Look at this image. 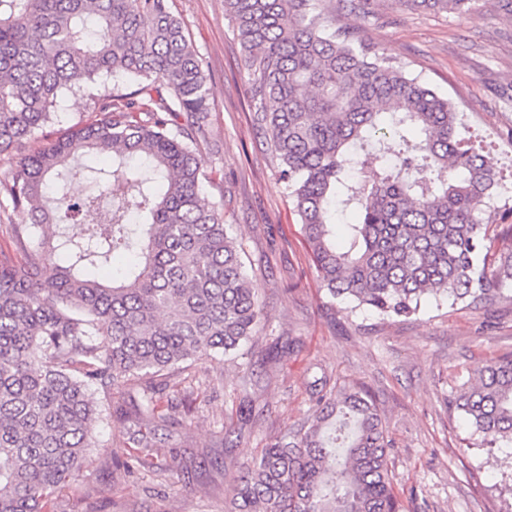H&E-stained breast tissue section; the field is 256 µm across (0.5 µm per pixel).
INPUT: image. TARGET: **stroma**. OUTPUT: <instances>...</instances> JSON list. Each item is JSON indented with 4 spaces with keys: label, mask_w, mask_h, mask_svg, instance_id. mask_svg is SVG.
<instances>
[{
    "label": "stroma",
    "mask_w": 512,
    "mask_h": 512,
    "mask_svg": "<svg viewBox=\"0 0 512 512\" xmlns=\"http://www.w3.org/2000/svg\"><path fill=\"white\" fill-rule=\"evenodd\" d=\"M320 7L336 23L401 60L407 71L456 103L466 132L490 146L504 174L512 205V12L500 0H477L465 16L409 8L404 0H372L368 13ZM211 76L209 140L199 154L204 167H220L224 179L208 187L221 202L246 249L245 262L264 306L252 342L223 361L192 364L199 384L192 424L180 428L174 448L164 449L157 468L127 475L113 456L132 451L129 425L119 416L96 419L93 436L108 455L92 454L82 482L96 512H225L228 474L214 457L245 460L259 455L276 429L303 421L311 407L310 382L369 390L382 411L389 468L401 512H512V446L487 450L448 402L486 359L512 352V287L496 301L470 308L447 299L422 301L409 319L380 320L370 311L345 316L320 290L299 236L288 191L263 135L250 122L247 70L224 0H169ZM87 99H64L53 122L36 132L30 150L48 147L57 134L91 119ZM300 339L301 348L277 370L265 368L261 347L277 337ZM252 415L232 421L241 399ZM182 457L187 471L171 468Z\"/></svg>",
    "instance_id": "obj_1"
}]
</instances>
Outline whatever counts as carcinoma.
I'll return each mask as SVG.
<instances>
[{
    "label": "carcinoma",
    "mask_w": 512,
    "mask_h": 512,
    "mask_svg": "<svg viewBox=\"0 0 512 512\" xmlns=\"http://www.w3.org/2000/svg\"><path fill=\"white\" fill-rule=\"evenodd\" d=\"M317 0H224L245 54L252 122L289 191L320 287L382 319L426 297L493 303L512 285V224L489 227L497 195L489 150L461 137L457 105L380 47L338 27ZM466 14L477 0H410ZM139 81L115 95L109 79ZM97 118L26 152L67 96ZM211 78L167 0H0V156L16 158L0 195L21 216L0 250V512H57L81 481L107 409L92 388L134 384L118 414L141 430L130 473L170 447L171 389L190 415L198 389L175 380L256 335L263 305L204 183ZM90 192L71 198L76 176ZM112 198L99 222L98 201ZM354 219L345 220L347 213ZM126 259L106 284L96 271ZM52 273L44 274V269ZM299 342L277 338L279 364ZM310 421L230 461L229 512H400L390 443L356 387L309 386ZM482 445H512V353L490 358L451 401Z\"/></svg>",
    "instance_id": "1"
}]
</instances>
